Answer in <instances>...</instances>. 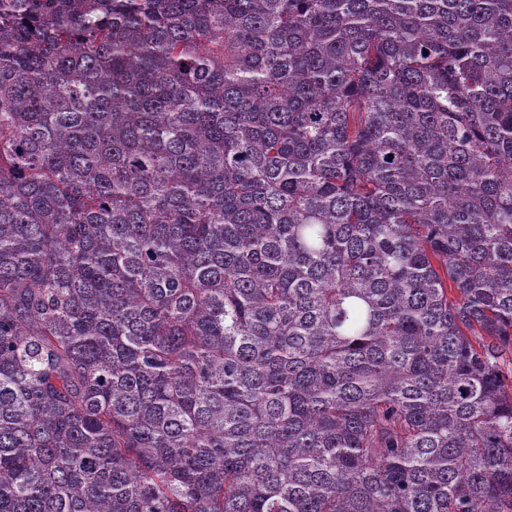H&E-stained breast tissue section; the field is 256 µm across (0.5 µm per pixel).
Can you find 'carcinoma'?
Returning <instances> with one entry per match:
<instances>
[{"instance_id":"1","label":"carcinoma","mask_w":512,"mask_h":512,"mask_svg":"<svg viewBox=\"0 0 512 512\" xmlns=\"http://www.w3.org/2000/svg\"><path fill=\"white\" fill-rule=\"evenodd\" d=\"M0 512H512V0H0Z\"/></svg>"}]
</instances>
